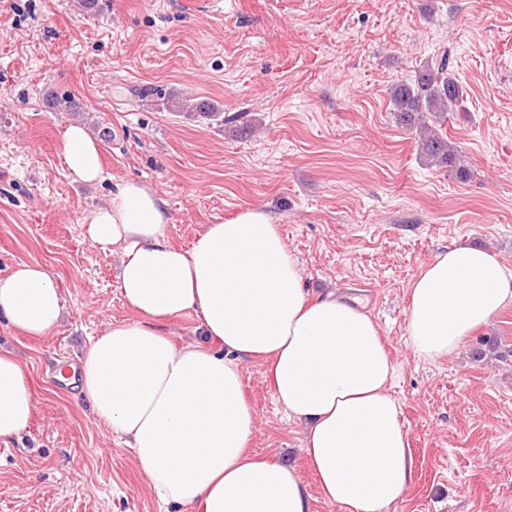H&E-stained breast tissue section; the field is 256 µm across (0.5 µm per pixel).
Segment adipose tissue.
Instances as JSON below:
<instances>
[{
    "instance_id": "1",
    "label": "adipose tissue",
    "mask_w": 512,
    "mask_h": 512,
    "mask_svg": "<svg viewBox=\"0 0 512 512\" xmlns=\"http://www.w3.org/2000/svg\"><path fill=\"white\" fill-rule=\"evenodd\" d=\"M73 180L98 183L100 148L82 126L62 134ZM172 218L141 182L117 183L86 219L102 246L122 244L118 287L137 317L90 339L78 387L99 423L131 448L162 503L185 512H311L297 467L249 453L255 412L242 365L264 377L290 420L324 500L340 512H388L411 483L415 460L388 385L394 365L358 298L310 299L273 216L246 209L205 225L175 247ZM512 303V268L486 249L448 247L411 284L407 333L414 354L456 353ZM65 300L52 272L18 263L0 276V320L31 337L51 335ZM194 314L195 341L175 345L166 321ZM35 409L28 374L0 352V443L20 438Z\"/></svg>"
}]
</instances>
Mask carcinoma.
I'll list each match as a JSON object with an SVG mask.
<instances>
[{"instance_id":"obj_1","label":"carcinoma","mask_w":512,"mask_h":512,"mask_svg":"<svg viewBox=\"0 0 512 512\" xmlns=\"http://www.w3.org/2000/svg\"><path fill=\"white\" fill-rule=\"evenodd\" d=\"M390 102L397 122L419 131L420 158L426 166L446 168L461 178L469 175L459 150L439 129L449 113L461 111L464 102V87L452 73L449 50L429 58L413 80L395 83ZM176 110H190L205 119L220 116L215 106L192 99L179 102Z\"/></svg>"}]
</instances>
